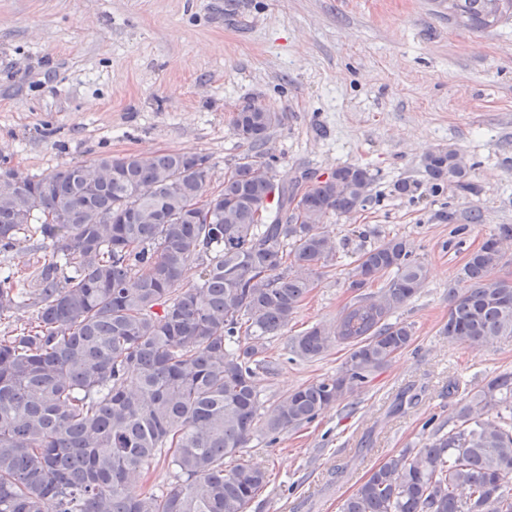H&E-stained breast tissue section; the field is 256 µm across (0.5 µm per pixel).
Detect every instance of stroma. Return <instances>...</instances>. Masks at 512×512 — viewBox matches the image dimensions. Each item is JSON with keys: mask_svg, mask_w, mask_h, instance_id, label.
<instances>
[{"mask_svg": "<svg viewBox=\"0 0 512 512\" xmlns=\"http://www.w3.org/2000/svg\"><path fill=\"white\" fill-rule=\"evenodd\" d=\"M254 100L285 116L269 147L286 186L344 165L374 176L364 209L330 218L335 260L266 342L263 405L346 358L342 344L294 358L288 339L336 320L360 249L398 236L428 270L393 316L411 325L410 345L353 407L274 442L255 434L236 457L267 470L248 512H340L374 466L451 420L449 382L472 390L512 372V337L473 350L443 331L469 253L512 224V21L473 31L444 0H0V161L25 173L177 150L209 155L216 188L241 152L232 117ZM448 145L471 169L467 187L424 171V155ZM407 388L417 400L392 413Z\"/></svg>", "mask_w": 512, "mask_h": 512, "instance_id": "35a3bbf8", "label": "stroma"}]
</instances>
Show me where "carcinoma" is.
<instances>
[{"mask_svg":"<svg viewBox=\"0 0 512 512\" xmlns=\"http://www.w3.org/2000/svg\"><path fill=\"white\" fill-rule=\"evenodd\" d=\"M448 12L489 28L486 0H448ZM283 121L234 113L247 150L218 191L199 153L103 154L44 176L0 164L12 177L0 183V248L23 233L49 250L26 288L0 274V317L31 313L0 336V512H247L267 471L224 460L257 431L275 440L314 421L409 346L411 326L390 318L427 269L406 240L386 237L349 271L352 288L384 286L289 339L301 359L348 344L336 374L262 406L266 340L288 328L336 257L329 217L363 208L374 180L346 165L325 179L305 173L306 188L288 191L266 149ZM423 166L436 185L469 176L452 146ZM511 239L512 224L499 225L448 291L444 331L473 350L512 336V280L492 276ZM511 410L503 372L461 399L448 432L375 467L341 512H512ZM160 458L176 481L129 496Z\"/></svg>","mask_w":512,"mask_h":512,"instance_id":"cac0c4a2","label":"carcinoma"}]
</instances>
